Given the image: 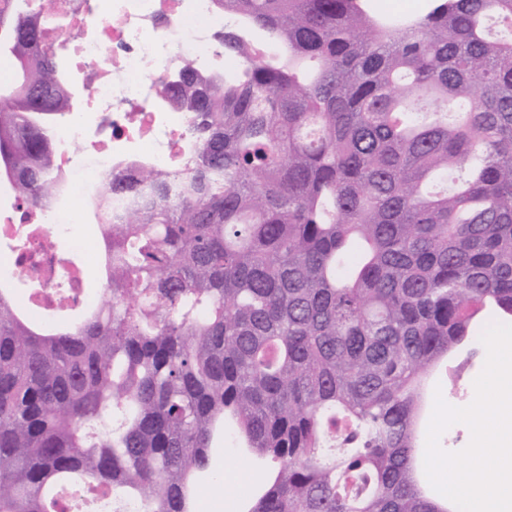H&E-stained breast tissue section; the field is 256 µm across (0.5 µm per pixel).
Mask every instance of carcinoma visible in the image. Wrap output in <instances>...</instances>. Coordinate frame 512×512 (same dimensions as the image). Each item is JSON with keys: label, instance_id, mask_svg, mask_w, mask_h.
<instances>
[{"label": "carcinoma", "instance_id": "obj_1", "mask_svg": "<svg viewBox=\"0 0 512 512\" xmlns=\"http://www.w3.org/2000/svg\"><path fill=\"white\" fill-rule=\"evenodd\" d=\"M232 76L161 86L183 167L146 168L101 303L55 332L0 287V512H197L224 432L275 477L243 512H449L418 472L420 383L512 322V0H216ZM52 19L0 11V180L57 193Z\"/></svg>", "mask_w": 512, "mask_h": 512}]
</instances>
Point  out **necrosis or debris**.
Returning <instances> with one entry per match:
<instances>
[{
	"label": "necrosis or debris",
	"mask_w": 512,
	"mask_h": 512,
	"mask_svg": "<svg viewBox=\"0 0 512 512\" xmlns=\"http://www.w3.org/2000/svg\"><path fill=\"white\" fill-rule=\"evenodd\" d=\"M52 14L67 34L48 31L41 49L74 93L71 111L50 128L59 190L36 208L15 203L0 211L8 267L29 274L32 297L48 312L60 286L83 297L78 267L55 243L74 221L75 200L122 214L133 199L111 198L113 180L135 179L146 166L179 168L193 153L185 113L165 103L158 87L186 58L219 69L215 40L224 26L215 0H52Z\"/></svg>",
	"instance_id": "necrosis-or-debris-1"
}]
</instances>
